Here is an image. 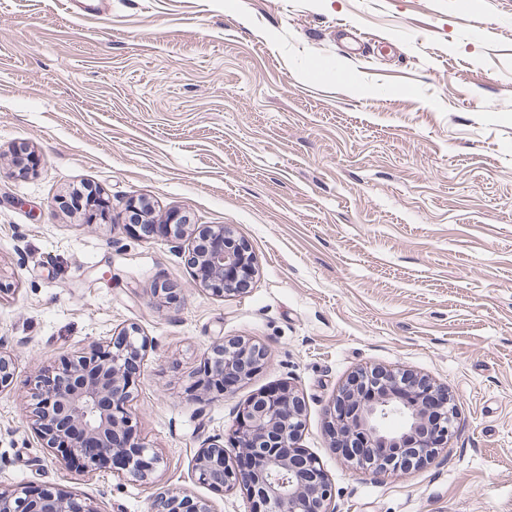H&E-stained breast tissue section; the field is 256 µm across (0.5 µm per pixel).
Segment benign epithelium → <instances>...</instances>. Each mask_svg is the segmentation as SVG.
Returning <instances> with one entry per match:
<instances>
[{"instance_id":"benign-epithelium-1","label":"benign epithelium","mask_w":512,"mask_h":512,"mask_svg":"<svg viewBox=\"0 0 512 512\" xmlns=\"http://www.w3.org/2000/svg\"><path fill=\"white\" fill-rule=\"evenodd\" d=\"M177 228L176 239L189 234L181 210L167 213ZM207 248L189 251L190 265L204 290L216 296L242 294L257 274L248 243L227 225H209ZM147 337L133 324L113 332L106 342L87 352L68 353L51 370L34 377L29 424L43 448L66 467L81 474L101 468L103 460L124 458V471L148 482L163 458L132 437L136 398L131 366L143 360ZM266 346L243 339H219L206 357L208 373L192 389L193 398L223 397L230 385L250 378L269 363ZM14 378L11 356L0 351V393ZM372 386L369 399L359 390ZM330 431L351 447L366 441L367 454L397 448L401 455L378 459L385 469H409L433 460L452 436L454 406L448 389L409 369L363 368L351 375L329 407ZM305 421V404L287 386L264 390L239 406L232 446L213 439L194 459L196 481L215 489H244L253 512H334L335 490L317 458L297 447ZM0 512H98L69 491L49 487L33 492L25 487H0ZM149 512H213L211 505L187 490L157 494Z\"/></svg>"}]
</instances>
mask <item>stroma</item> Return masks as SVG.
I'll list each match as a JSON object with an SVG mask.
<instances>
[{"label": "stroma", "instance_id": "35a3bbf8", "mask_svg": "<svg viewBox=\"0 0 512 512\" xmlns=\"http://www.w3.org/2000/svg\"><path fill=\"white\" fill-rule=\"evenodd\" d=\"M0 0V485L57 487L98 512H148L182 488L214 512L244 490L196 483L239 404L288 385L299 446L336 512H512V0ZM26 149L35 165L19 174ZM87 185L111 218L61 204ZM229 225L259 273L202 290L172 242L122 212ZM175 285L171 302L155 283ZM136 324L135 434L164 459L151 483L72 475L25 422L31 381L61 355ZM268 366L227 397L189 386L219 338ZM446 386L456 432L433 463L358 473L327 410L362 368Z\"/></svg>", "mask_w": 512, "mask_h": 512}]
</instances>
